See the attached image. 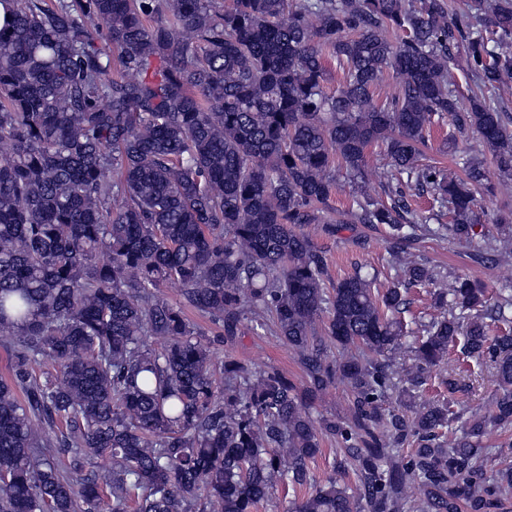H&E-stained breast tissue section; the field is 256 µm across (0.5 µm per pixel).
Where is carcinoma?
Instances as JSON below:
<instances>
[{"label": "carcinoma", "instance_id": "carcinoma-1", "mask_svg": "<svg viewBox=\"0 0 512 512\" xmlns=\"http://www.w3.org/2000/svg\"><path fill=\"white\" fill-rule=\"evenodd\" d=\"M0 512H254L278 482L308 480L323 436L349 449L356 491L329 477L290 512H498L512 464L487 480L490 429H512V289L450 278L401 247L419 232L512 263V211L479 162L460 176L420 163L434 118L476 133L503 177L512 131L499 104L512 79V0H0ZM344 81L324 90V59ZM475 77L458 102L459 56ZM392 72L398 92L375 89ZM384 149L385 197L368 190L367 150ZM351 217L385 224L391 286L355 272L325 288L306 224L339 180ZM448 208L419 223L405 189ZM181 286L171 304L155 295ZM430 288L428 318H397ZM238 334L270 316L296 352L297 386L220 358L187 317ZM165 339L159 348L151 340ZM490 366L491 412L463 418L422 402L384 407L443 362L458 339ZM359 354L331 360L325 342ZM413 355L409 367L397 351ZM44 371L36 374L35 367ZM224 381L219 389L216 378ZM345 421L314 415L336 382ZM416 448L408 454V442Z\"/></svg>", "mask_w": 512, "mask_h": 512}]
</instances>
